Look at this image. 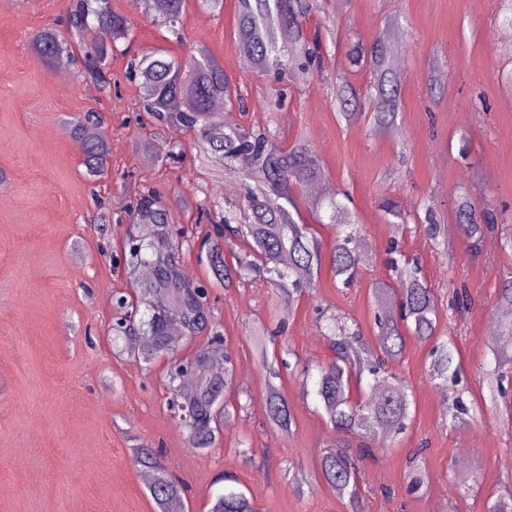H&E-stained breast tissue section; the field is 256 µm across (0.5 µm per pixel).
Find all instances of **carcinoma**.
<instances>
[{"label":"carcinoma","mask_w":512,"mask_h":512,"mask_svg":"<svg viewBox=\"0 0 512 512\" xmlns=\"http://www.w3.org/2000/svg\"><path fill=\"white\" fill-rule=\"evenodd\" d=\"M187 0H141L142 11L169 27L182 38V19ZM321 0H237V40L249 53L253 71L270 79L269 89L283 96L293 73H309L319 53L317 38H309L305 24L320 13ZM106 30L111 41L89 43L90 31ZM132 20L116 11L111 0H72L68 13V38L47 27L32 40V49L50 65L62 56L76 65L79 77L112 92L118 83L106 75L107 60L118 49L117 43L131 38ZM394 45L377 38L370 47L355 45L350 62L372 75L370 111L363 112L362 101L347 80L338 77L332 84L337 112L348 121H365L376 130L396 123L402 112V87ZM129 74L141 81L140 111L161 122L180 126L194 133L201 152L228 174L243 173L244 190L239 202L221 208L208 188H200L197 212L213 224L216 236L208 242L207 259L212 276L232 285L246 281L254 272L267 274V282L278 293L293 297L316 287L323 262H328L343 285H351L363 255L359 247V219L335 195L321 196L309 202L315 222L322 223L321 212L328 213L336 226V236L323 253L321 242L301 214L300 194L304 187L321 176L320 163L310 144L299 136L284 144L259 127H246L233 120L216 122L211 107L215 100L229 103L235 97L239 108L244 98L230 83L224 66L204 45L184 60L158 51L151 55L133 54L128 61ZM93 121L80 115L68 122L70 131L83 142L82 164L91 177L108 172V148L91 132ZM128 235L124 265L133 293L113 297V305L122 313L112 324L113 342L119 352L146 363L165 356L168 373V410L181 421L188 447L206 450L219 439L216 408L234 379V369L224 353L220 325L207 326L203 312L209 310V288L187 279L182 271V256L189 248L185 230L170 222L169 213L158 199L157 191L144 187L140 200L126 208ZM456 223L472 247L480 246L485 231L495 227V214L478 209L468 200L457 204ZM244 244L237 265L224 260L221 243ZM148 268L151 275L140 276ZM399 314L387 310L385 300L391 292L381 280L373 289L376 333L368 345L357 324L334 314L322 315L318 327L327 331L333 360L319 367L316 394L327 422L336 432H361L372 436L381 430L396 437L411 420L410 400L404 382L388 371L392 363L406 354L409 339L427 343L436 338L437 306L420 266L406 259L393 258ZM500 319L499 336L491 345L495 366L487 371L490 403L504 394L503 381L512 370V275L499 290L495 304ZM180 323L181 338L170 335L169 326ZM210 328L212 336L199 347L194 359L180 357L179 340L195 341V335ZM256 355L260 367L275 377L264 335H259ZM371 381L362 387L364 375ZM430 379L443 390L452 389L459 380V367L453 365L448 342L436 343L428 366ZM269 423L288 431L294 420L288 399L273 384L266 390ZM136 460L153 472L148 492L156 512H171L182 501V485L159 464L155 452L134 449ZM319 478L332 491L348 497L360 512L362 488L358 464L341 447L327 449L320 460ZM228 485L211 499L209 512H258L252 499L231 486L232 471L224 472Z\"/></svg>","instance_id":"obj_1"}]
</instances>
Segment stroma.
Listing matches in <instances>:
<instances>
[{
    "label": "stroma",
    "mask_w": 512,
    "mask_h": 512,
    "mask_svg": "<svg viewBox=\"0 0 512 512\" xmlns=\"http://www.w3.org/2000/svg\"><path fill=\"white\" fill-rule=\"evenodd\" d=\"M71 3L0 0V512H155L134 445L160 450L161 464L185 487L184 512H208L229 458L237 488L259 512H351L348 499L326 486L299 492L283 479L286 470L314 478L337 433L314 385L286 369L276 384L294 421L286 433L270 425L253 335L260 326H283L300 363L322 365L332 352L315 322L321 305L372 338L371 290L389 276L384 261L393 243L421 265L434 291L438 332L451 337L461 364L454 392L468 412L450 422L449 401L427 374L429 345L409 342L393 370L408 387L412 422L396 446L373 441L372 457L361 463L363 512H487L512 490V380L494 410L483 383L492 362L486 329L497 319L494 304L512 257L497 231L472 250L454 229V202L466 195L512 218V41L490 44L504 28L501 0H324L333 24L322 34L325 76L292 77L288 100L275 111L265 106V81L238 65L236 0H224L217 16L187 0L181 41L129 0H111L135 23V52L163 48L182 60L206 45L247 88L249 108L232 111L235 122L269 127L287 143L305 137L322 184L350 192L360 237L372 244L354 286L339 287L325 266L316 288L291 297L260 282L224 287L196 253L185 255L184 273L208 285L234 359L235 382L224 399L241 407L205 451L188 448L166 409V359L146 364L113 350L114 310L105 296L128 287L122 254L129 226L121 208L144 186L156 188L174 223L198 240L209 230L197 221L199 188L227 204L238 193L225 191L222 173L201 159L193 132L137 111L126 57L108 59L120 80L119 92L108 95L76 73L58 78L34 53L31 37L45 27L64 31ZM383 34L401 46L403 108L394 126L376 132L339 116L331 83L340 75L368 93L371 76L350 65L348 51ZM88 111L99 113L97 128L112 147L109 172L96 181L67 126ZM173 143L182 145V159L156 157V147ZM385 197L408 212L418 203L432 210L435 235L412 220L399 235L385 234ZM462 287L471 305L450 315ZM418 447L425 481L412 493L409 457Z\"/></svg>",
    "instance_id": "obj_1"
}]
</instances>
